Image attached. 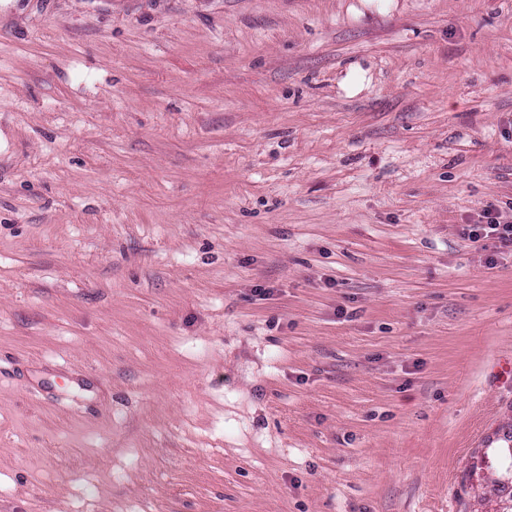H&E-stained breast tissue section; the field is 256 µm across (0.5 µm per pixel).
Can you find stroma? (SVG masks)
<instances>
[{
	"label": "stroma",
	"mask_w": 512,
	"mask_h": 512,
	"mask_svg": "<svg viewBox=\"0 0 512 512\" xmlns=\"http://www.w3.org/2000/svg\"><path fill=\"white\" fill-rule=\"evenodd\" d=\"M512 0H0V512H485L512 452ZM468 223L463 225V235L472 242L493 241L495 246L512 248V220L505 219L496 206L485 208L477 220Z\"/></svg>",
	"instance_id": "stroma-1"
}]
</instances>
